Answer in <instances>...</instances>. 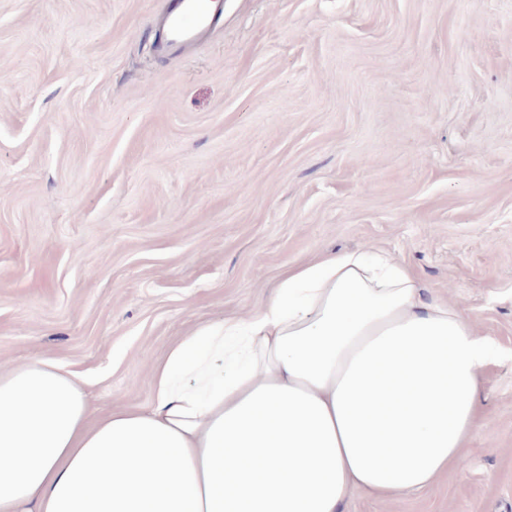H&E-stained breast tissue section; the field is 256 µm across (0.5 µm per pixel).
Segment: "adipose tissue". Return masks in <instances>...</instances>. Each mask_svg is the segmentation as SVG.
Wrapping results in <instances>:
<instances>
[{"label": "adipose tissue", "mask_w": 512, "mask_h": 512, "mask_svg": "<svg viewBox=\"0 0 512 512\" xmlns=\"http://www.w3.org/2000/svg\"><path fill=\"white\" fill-rule=\"evenodd\" d=\"M503 354L390 253L291 265L243 318L199 328L141 408L93 418L53 360L0 367V512H341L432 486L483 426Z\"/></svg>", "instance_id": "adipose-tissue-1"}]
</instances>
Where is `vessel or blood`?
I'll use <instances>...</instances> for the list:
<instances>
[{
	"label": "vessel or blood",
	"instance_id": "obj_1",
	"mask_svg": "<svg viewBox=\"0 0 512 512\" xmlns=\"http://www.w3.org/2000/svg\"><path fill=\"white\" fill-rule=\"evenodd\" d=\"M221 12L214 0H166L156 19V49L164 55H183L217 27Z\"/></svg>",
	"mask_w": 512,
	"mask_h": 512
}]
</instances>
